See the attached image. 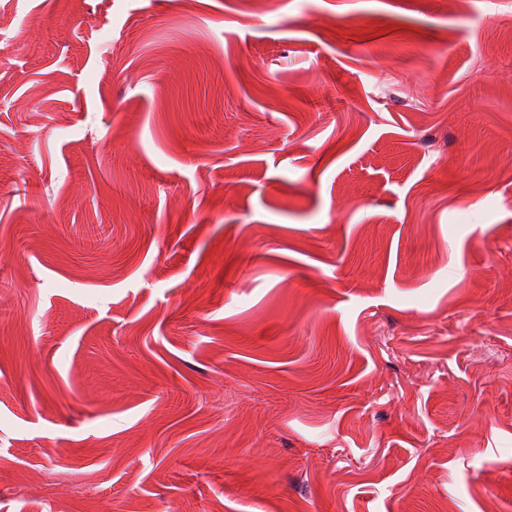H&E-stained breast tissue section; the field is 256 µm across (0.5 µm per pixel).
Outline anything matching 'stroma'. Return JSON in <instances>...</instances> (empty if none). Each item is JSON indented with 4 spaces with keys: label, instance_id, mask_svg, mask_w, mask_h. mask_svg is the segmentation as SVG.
I'll use <instances>...</instances> for the list:
<instances>
[{
    "label": "stroma",
    "instance_id": "1",
    "mask_svg": "<svg viewBox=\"0 0 512 512\" xmlns=\"http://www.w3.org/2000/svg\"><path fill=\"white\" fill-rule=\"evenodd\" d=\"M512 0H0V512H512Z\"/></svg>",
    "mask_w": 512,
    "mask_h": 512
}]
</instances>
